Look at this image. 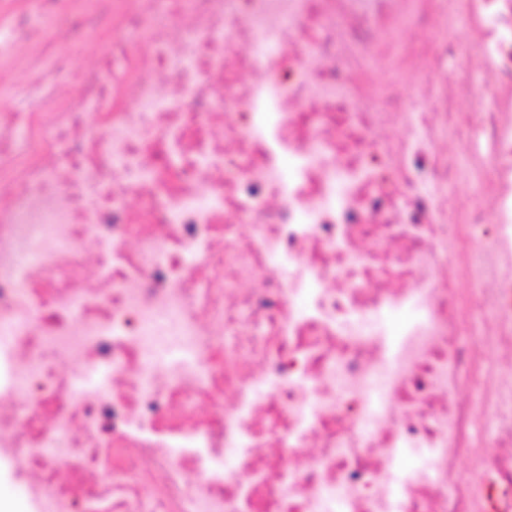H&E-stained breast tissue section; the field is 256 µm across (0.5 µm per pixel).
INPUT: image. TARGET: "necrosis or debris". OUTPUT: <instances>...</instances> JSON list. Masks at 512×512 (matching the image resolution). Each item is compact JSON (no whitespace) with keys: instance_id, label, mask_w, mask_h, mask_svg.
<instances>
[{"instance_id":"obj_1","label":"necrosis or debris","mask_w":512,"mask_h":512,"mask_svg":"<svg viewBox=\"0 0 512 512\" xmlns=\"http://www.w3.org/2000/svg\"><path fill=\"white\" fill-rule=\"evenodd\" d=\"M129 2L71 98L95 18L0 24L27 49L0 484L23 512H480L490 476L512 508V0ZM438 17L477 49H419ZM451 59L497 109L447 114ZM458 180L491 191L455 216ZM102 40L96 35H89L84 42L73 48L72 55L76 71L66 75L65 83L61 85V89L67 92H73L76 89V74L81 68L95 64L100 58Z\"/></svg>"}]
</instances>
